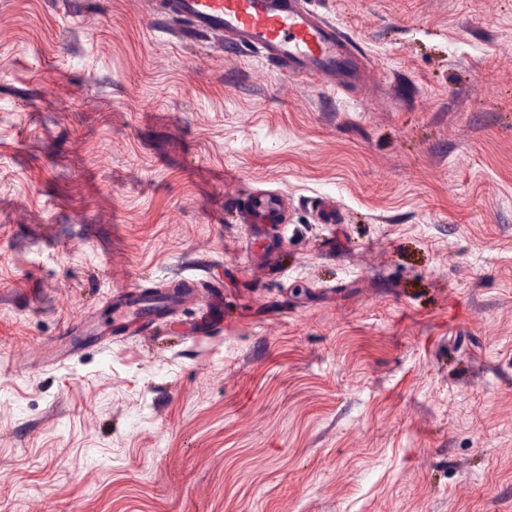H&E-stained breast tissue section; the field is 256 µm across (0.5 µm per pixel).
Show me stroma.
Returning a JSON list of instances; mask_svg holds the SVG:
<instances>
[{"instance_id":"35a3bbf8","label":"stroma","mask_w":512,"mask_h":512,"mask_svg":"<svg viewBox=\"0 0 512 512\" xmlns=\"http://www.w3.org/2000/svg\"><path fill=\"white\" fill-rule=\"evenodd\" d=\"M149 2L0 0V512H512V0H308L343 91ZM247 208L256 219H275L279 204L273 196L258 193L249 199ZM116 313L119 320L118 325L121 326V329L115 333L135 331L139 328L152 326L154 324V322H152V314H150V312H144L141 308L131 310L127 307L118 310Z\"/></svg>"}]
</instances>
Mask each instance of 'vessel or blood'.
<instances>
[{"mask_svg": "<svg viewBox=\"0 0 512 512\" xmlns=\"http://www.w3.org/2000/svg\"><path fill=\"white\" fill-rule=\"evenodd\" d=\"M162 13L193 29L223 37L225 44L260 51L288 76L314 79L335 89L348 86L360 63L336 27L306 5V0H159ZM260 220L276 218L279 204L256 194L247 205ZM122 331L151 325L150 313L119 310Z\"/></svg>", "mask_w": 512, "mask_h": 512, "instance_id": "vessel-or-blood-1", "label": "vessel or blood"}]
</instances>
